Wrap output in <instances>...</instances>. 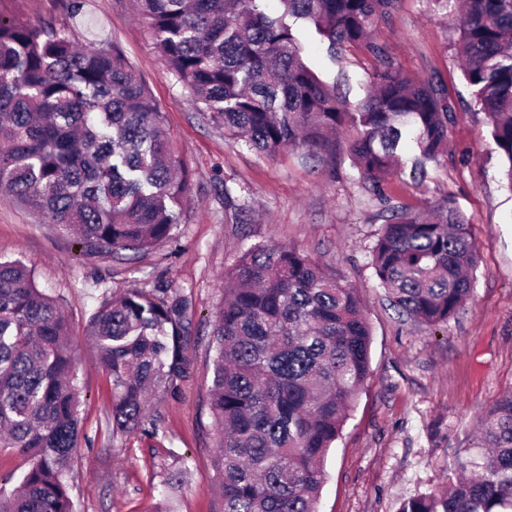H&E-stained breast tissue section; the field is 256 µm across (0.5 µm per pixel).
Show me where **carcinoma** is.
<instances>
[{
    "label": "carcinoma",
    "mask_w": 512,
    "mask_h": 512,
    "mask_svg": "<svg viewBox=\"0 0 512 512\" xmlns=\"http://www.w3.org/2000/svg\"><path fill=\"white\" fill-rule=\"evenodd\" d=\"M160 57L195 111L224 137L275 157L328 158L357 128L349 157L390 211L371 265L394 305L429 327L448 323L476 282V247L451 199L429 212L390 204L382 184L412 154L437 163L451 107L431 78L402 76L371 39L396 0H137ZM333 62L363 47L379 63L356 102L324 81L298 25ZM458 54L505 159L512 191V0H461ZM188 175L145 80L114 42L80 47L49 20L0 13V189L77 234L85 255L147 252L180 223ZM190 300L129 288L88 325L112 384V436L158 428L150 395L188 372ZM209 406L214 512H317L325 459L370 375L371 332L357 290L291 246L255 243L224 269L213 324ZM68 321L32 271L0 260V448L30 459L0 512H74L68 477L83 430ZM479 473L403 500L397 512H512V390L480 418ZM163 471L151 512H175L179 472Z\"/></svg>",
    "instance_id": "1"
}]
</instances>
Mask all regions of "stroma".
<instances>
[{
    "label": "stroma",
    "mask_w": 512,
    "mask_h": 512,
    "mask_svg": "<svg viewBox=\"0 0 512 512\" xmlns=\"http://www.w3.org/2000/svg\"><path fill=\"white\" fill-rule=\"evenodd\" d=\"M0 12L53 21L84 45L118 43L162 109L189 175L180 224L170 240L140 254L82 255L73 236L0 192V258L31 267L70 322L84 432L70 480L75 512H149L162 489L152 466L173 453L186 468L176 512H213L212 315L225 266L255 242L295 247L355 286L371 326V375L325 461L319 512H397L402 499L440 486L450 465L479 455L476 420L512 388V191L502 184L487 118L462 75L458 21L445 5L397 0L392 21L373 32L394 68L410 78L435 77L452 107L440 162L421 172L404 167L384 187L393 204L411 211L454 200L476 244L474 294L434 329L402 316L375 276L371 249L382 205L351 165L353 130L338 136L326 167L300 151L270 158L225 139L167 72L132 0H87L77 18L65 0H0ZM304 46L325 80L345 74L352 99L364 96L377 60L353 49L334 64L315 39ZM228 189L244 197L242 220L224 210ZM157 285L191 300V370L177 388L152 397L158 432L116 439L111 384L87 334L89 320L112 294Z\"/></svg>",
    "instance_id": "obj_1"
}]
</instances>
